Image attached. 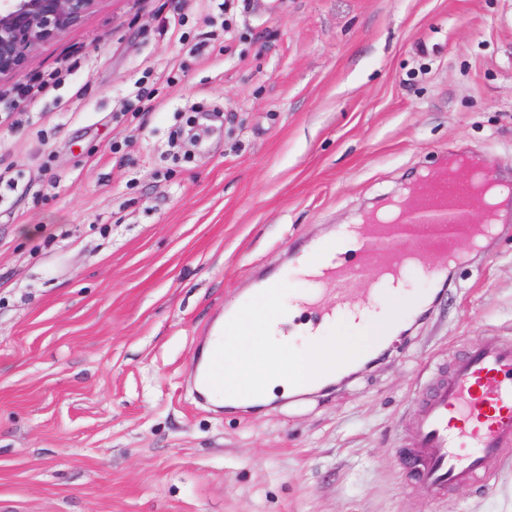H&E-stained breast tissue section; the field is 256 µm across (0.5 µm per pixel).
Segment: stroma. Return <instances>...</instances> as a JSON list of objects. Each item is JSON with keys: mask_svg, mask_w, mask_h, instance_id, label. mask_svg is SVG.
<instances>
[{"mask_svg": "<svg viewBox=\"0 0 512 512\" xmlns=\"http://www.w3.org/2000/svg\"><path fill=\"white\" fill-rule=\"evenodd\" d=\"M461 157L512 182V0H97L40 43L0 74V512H512V448L441 495L400 465L512 338V200L359 374L193 394L226 307Z\"/></svg>", "mask_w": 512, "mask_h": 512, "instance_id": "obj_1", "label": "stroma"}]
</instances>
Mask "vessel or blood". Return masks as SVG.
I'll list each match as a JSON object with an SVG mask.
<instances>
[{
  "label": "vessel or blood",
  "mask_w": 512,
  "mask_h": 512,
  "mask_svg": "<svg viewBox=\"0 0 512 512\" xmlns=\"http://www.w3.org/2000/svg\"><path fill=\"white\" fill-rule=\"evenodd\" d=\"M495 231L491 224H353L340 235L361 242L359 265L330 258L314 276L333 299L308 300L320 316H335L351 305L350 281L359 269L375 279L400 276L423 267L424 256H435L428 267L440 277L456 258L454 244L464 238L473 246ZM512 446V340H490L458 358L449 373L423 399L406 460L415 482L441 494L453 486L474 483L499 449Z\"/></svg>",
  "instance_id": "obj_1"
}]
</instances>
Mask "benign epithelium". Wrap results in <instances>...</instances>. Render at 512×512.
I'll return each mask as SVG.
<instances>
[{
    "label": "benign epithelium",
    "instance_id": "obj_1",
    "mask_svg": "<svg viewBox=\"0 0 512 512\" xmlns=\"http://www.w3.org/2000/svg\"><path fill=\"white\" fill-rule=\"evenodd\" d=\"M96 0H0V74L23 67L43 41L79 22Z\"/></svg>",
    "mask_w": 512,
    "mask_h": 512
}]
</instances>
